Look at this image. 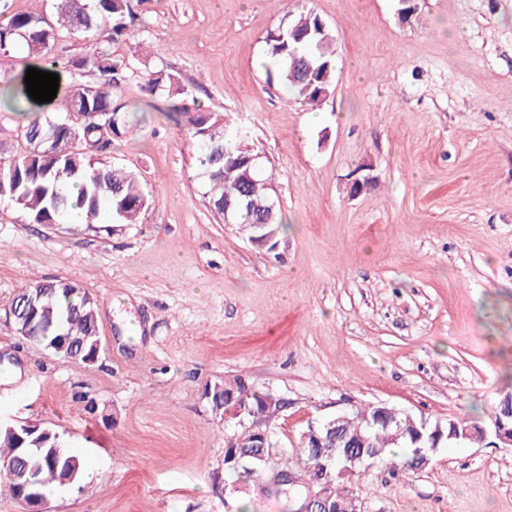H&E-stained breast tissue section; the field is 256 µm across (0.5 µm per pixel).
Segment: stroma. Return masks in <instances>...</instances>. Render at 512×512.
<instances>
[{
    "instance_id": "stroma-1",
    "label": "stroma",
    "mask_w": 512,
    "mask_h": 512,
    "mask_svg": "<svg viewBox=\"0 0 512 512\" xmlns=\"http://www.w3.org/2000/svg\"><path fill=\"white\" fill-rule=\"evenodd\" d=\"M146 30L118 56L162 64L260 156L287 230L254 248L209 206L172 101L139 81L108 161L155 205L135 224H31L0 201V419L56 431L96 470L52 512H286L257 483L224 488L228 427L203 393L244 377L308 421L383 404L487 418L512 391V0H131ZM336 35L329 95L309 109L265 65L299 14ZM373 178L348 193L357 167ZM43 278L97 305V362L23 340L6 310ZM92 399L85 412L80 396ZM370 512H512V450L437 449L426 470L364 473Z\"/></svg>"
}]
</instances>
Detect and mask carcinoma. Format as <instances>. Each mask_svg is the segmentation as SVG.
<instances>
[{"label":"carcinoma","instance_id":"cac0c4a2","mask_svg":"<svg viewBox=\"0 0 512 512\" xmlns=\"http://www.w3.org/2000/svg\"><path fill=\"white\" fill-rule=\"evenodd\" d=\"M130 19L129 0H53L49 16L22 12L0 20V52H10L20 42L33 59L29 67L72 78L65 93L52 101L50 112L39 109L29 96L26 72L0 85L3 102L26 118L24 152L16 158L0 159V200L17 205L31 224H59L74 207L84 211L87 224H98L105 215L114 224H135L155 203V196L143 190L133 171L102 159L113 139L131 131L120 91L127 81L140 79L150 96L185 100L188 92L166 66L147 62L138 66L114 55L112 45L132 35ZM62 29L91 37L85 54L65 59L51 53V44ZM334 42L332 31L321 29L319 16L301 14L268 33L267 62L288 94L314 108L333 85ZM83 72L96 74L97 82L77 80ZM174 111L182 114L183 126L195 141L210 207L222 216L224 200L232 199L236 204L233 223L259 250L273 251L285 230L281 209L266 208L269 192L261 167L247 169L237 164L239 158L254 154V149L224 114L210 112L195 100ZM73 113L84 119H70ZM70 184L79 185L75 197L66 191ZM30 288L46 289L35 315L39 343L45 349L71 358L73 354L56 349L58 336L85 338L89 343L96 339V305L88 302L87 292L76 287V280H36ZM235 381L236 389L224 398V412L234 419L237 408H245L244 423L229 436L246 457L228 474L246 482L260 476L276 454L277 444L274 432L264 441L251 427L252 421L264 416L267 393L256 391L241 376ZM482 442L477 435L449 437L447 422L439 425L422 415L369 405L337 416L333 425L328 419L309 421L291 449L292 479L272 491L285 500L289 512H297L310 492L319 491L321 482L332 500L344 505V512H355L361 497L351 486L353 478L381 464L393 472L423 471L432 464V448ZM17 446L14 434L0 428V492L17 499L34 477L51 478L49 457L54 447L59 449L61 463H73L74 484L81 485L84 461L63 439L46 440L35 432L26 437L25 447L35 449L26 458ZM329 458L335 466L319 475V463Z\"/></svg>","mask_w":512,"mask_h":512}]
</instances>
